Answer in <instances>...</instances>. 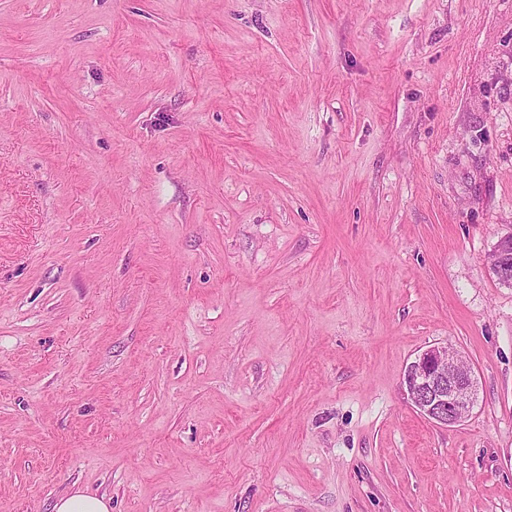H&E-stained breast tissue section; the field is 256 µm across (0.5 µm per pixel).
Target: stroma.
Wrapping results in <instances>:
<instances>
[{
    "label": "stroma",
    "instance_id": "obj_1",
    "mask_svg": "<svg viewBox=\"0 0 512 512\" xmlns=\"http://www.w3.org/2000/svg\"><path fill=\"white\" fill-rule=\"evenodd\" d=\"M511 232L512 0H0V512H512ZM493 252L496 257L493 272L512 283V234L502 237ZM402 385L409 404L425 419L443 427L460 422L477 403V380L468 359L447 346L433 345L404 370ZM109 505L104 496L89 495L78 489L60 497L53 512H110Z\"/></svg>",
    "mask_w": 512,
    "mask_h": 512
}]
</instances>
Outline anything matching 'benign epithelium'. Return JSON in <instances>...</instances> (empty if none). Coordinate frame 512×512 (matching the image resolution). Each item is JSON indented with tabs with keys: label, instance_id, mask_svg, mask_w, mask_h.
<instances>
[{
	"label": "benign epithelium",
	"instance_id": "7a95c632",
	"mask_svg": "<svg viewBox=\"0 0 512 512\" xmlns=\"http://www.w3.org/2000/svg\"><path fill=\"white\" fill-rule=\"evenodd\" d=\"M493 272L512 283V234L495 249ZM402 385L409 404L425 419L449 427L465 418L477 403V380L468 359L446 346L433 345L404 370Z\"/></svg>",
	"mask_w": 512,
	"mask_h": 512
}]
</instances>
